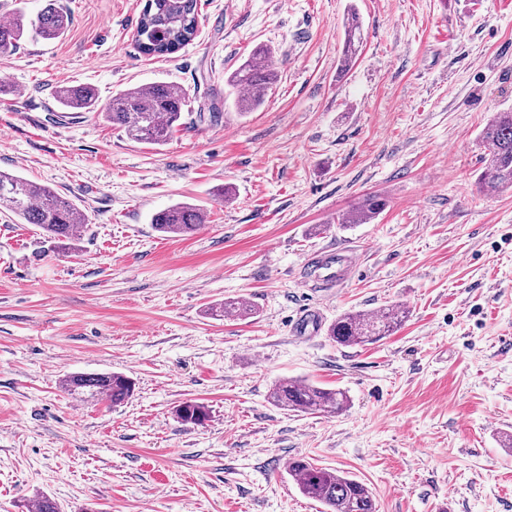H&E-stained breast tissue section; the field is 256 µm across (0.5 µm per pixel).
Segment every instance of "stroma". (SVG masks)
I'll return each mask as SVG.
<instances>
[{
	"label": "stroma",
	"mask_w": 512,
	"mask_h": 512,
	"mask_svg": "<svg viewBox=\"0 0 512 512\" xmlns=\"http://www.w3.org/2000/svg\"><path fill=\"white\" fill-rule=\"evenodd\" d=\"M200 2L167 57L136 47L145 0H59L63 37L0 53V170L87 216L60 250L0 208V512L41 494L61 512H322L293 458L366 484L378 512H512V188L477 180L479 134L512 109V0ZM351 11L364 44L341 77ZM259 44L279 79L242 114L226 79ZM152 83L186 93L157 147L55 101ZM369 194L377 219L339 225ZM178 202L206 222L161 236L151 217ZM327 246L359 270L311 287L301 268ZM233 299L254 314L210 315ZM392 304L408 310L392 335L329 339L340 314ZM74 372L123 373L134 395L68 394ZM282 379L349 403L281 410ZM186 401L204 424L176 418ZM175 414L184 424L201 425L208 418V409L203 403L186 401L180 404Z\"/></svg>",
	"instance_id": "obj_1"
}]
</instances>
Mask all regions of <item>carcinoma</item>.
<instances>
[{
	"instance_id": "carcinoma-1",
	"label": "carcinoma",
	"mask_w": 512,
	"mask_h": 512,
	"mask_svg": "<svg viewBox=\"0 0 512 512\" xmlns=\"http://www.w3.org/2000/svg\"><path fill=\"white\" fill-rule=\"evenodd\" d=\"M69 25L68 16L56 0H44V6L33 17L19 13L4 25L0 24V53L16 47L28 33L43 39L62 37ZM198 0H147L136 30V44L150 32L157 47L144 49L148 57H162L178 51L191 42L197 32ZM362 43L361 23L353 12L347 18L343 56L339 74L355 62ZM278 77L272 52L258 46L228 77L235 90L236 107L253 112L264 102L268 90ZM56 98L65 109L98 112L110 124L124 130L134 141L160 146L179 126L185 102L184 91L170 84L154 83L121 90L104 105L89 87L62 86ZM485 149L479 184L483 188H512V111L496 113L480 134ZM0 205L25 224L36 225L49 239L64 249H71L80 240L78 229L87 222L84 212L68 199L45 185L22 176L0 171ZM386 200L379 195L365 197L361 203L339 219L341 224H365L385 209ZM202 209L189 203L173 204L152 216L151 224L165 237L184 236L195 232L201 224ZM253 306L241 300L217 305L213 313L246 316ZM405 318L403 308L387 307L373 315L361 311L347 312L336 318L328 328L329 337L343 346L372 344L391 335ZM63 389L77 396L103 397L112 405L123 404L134 394V382L117 373H71L62 380ZM270 402L283 410L300 413L338 414L348 403L346 393L320 387L314 383L284 379L276 382L269 395ZM175 414L185 424L201 425L208 418L207 407L199 402L180 404ZM288 472L301 493L319 501L326 512H376L372 492L363 483L336 470L319 468L308 460L288 462Z\"/></svg>"
}]
</instances>
